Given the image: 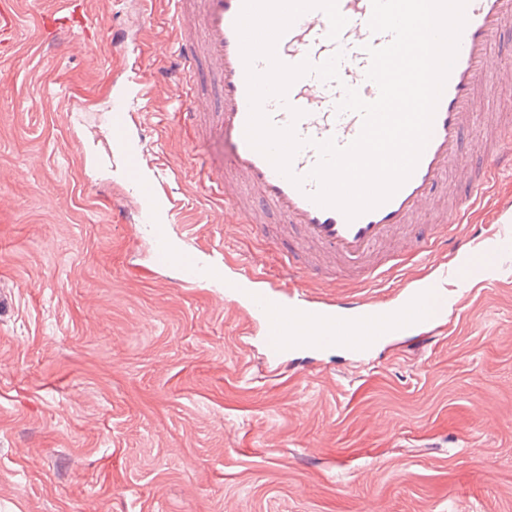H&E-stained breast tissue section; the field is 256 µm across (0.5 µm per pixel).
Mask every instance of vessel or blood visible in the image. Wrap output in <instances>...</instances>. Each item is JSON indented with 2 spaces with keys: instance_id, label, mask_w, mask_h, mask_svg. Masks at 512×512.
<instances>
[{
  "instance_id": "vessel-or-blood-1",
  "label": "vessel or blood",
  "mask_w": 512,
  "mask_h": 512,
  "mask_svg": "<svg viewBox=\"0 0 512 512\" xmlns=\"http://www.w3.org/2000/svg\"><path fill=\"white\" fill-rule=\"evenodd\" d=\"M172 2L173 18L184 34V56L203 60L210 75V90L191 94L187 114L206 135L230 143L226 162L214 169V181L223 190L224 207L253 227L265 226L268 211H276L280 223L296 234L288 252L286 275L321 262L354 276L365 271L371 278L380 279L386 271L376 262V253L383 244L398 240L405 248L416 246L425 252L435 276L417 287L402 288L390 307L366 300L361 294L295 299L282 286H259L257 275L227 277L223 267L177 248L162 221L163 216L171 214L173 200L160 194L157 178L141 176V144L130 135L135 113L145 110L154 90L153 83L144 81L116 101L107 128L112 152L129 174L128 197L136 201V215L151 237L154 265L175 270L178 284L184 287L223 280L225 296L242 301L253 314L260 328V344L275 362L286 361L289 355L301 351L334 348L364 356L403 333L444 321L451 283H472L479 274L466 263L438 259L437 242L486 252L512 241L511 225H499L495 233L486 234L457 219L466 198L484 195L485 174L474 166L473 153H481L488 166L497 168L506 146L512 145V125L501 122L492 109L501 75L493 69L489 56L490 45L504 31H512V0H467L457 58L438 100L429 141L413 174L388 201L352 220L338 209L312 201L318 184L310 173L320 159L317 143L332 138L344 147L362 130L361 115L338 109L345 88L356 89L368 102L379 96L378 85L367 77L371 65L367 49L386 46L391 37L371 31V0H338V8L348 20L338 40L328 37L326 14L313 9L302 14L277 44L279 58L289 65L306 59L318 65L335 53L343 55L340 83L309 74L294 82L286 99L270 97L262 104L274 126H295L305 141L291 162L293 175L289 178L281 175L245 136L248 88L236 30L243 0ZM297 109L302 112L298 119L293 116ZM476 124L482 128V138L471 151L464 148L463 138ZM296 176L301 178V185L293 184ZM441 197L448 205L441 210L434 238L413 244L407 229Z\"/></svg>"
}]
</instances>
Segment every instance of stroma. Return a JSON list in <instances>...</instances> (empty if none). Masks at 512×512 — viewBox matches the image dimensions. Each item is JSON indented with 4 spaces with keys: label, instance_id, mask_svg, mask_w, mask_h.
<instances>
[{
    "label": "stroma",
    "instance_id": "obj_1",
    "mask_svg": "<svg viewBox=\"0 0 512 512\" xmlns=\"http://www.w3.org/2000/svg\"><path fill=\"white\" fill-rule=\"evenodd\" d=\"M82 3L79 52L52 41L58 0H0V169L21 172L0 185V512H512V253L433 333L269 364L223 283L178 286L113 209L106 119L169 76L170 0ZM185 110L159 88L132 124L173 242L277 282L287 235L219 223L228 149ZM464 217L512 219V170Z\"/></svg>",
    "mask_w": 512,
    "mask_h": 512
}]
</instances>
